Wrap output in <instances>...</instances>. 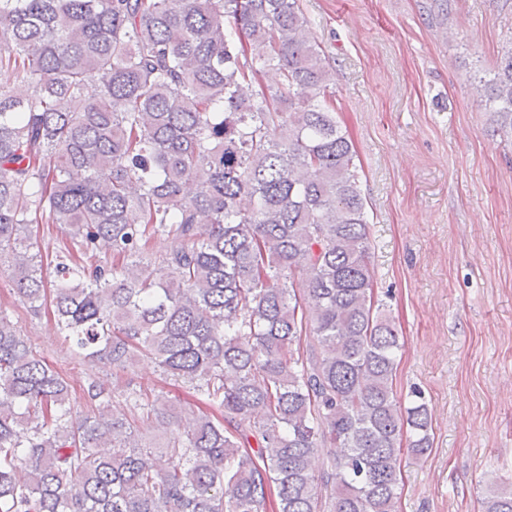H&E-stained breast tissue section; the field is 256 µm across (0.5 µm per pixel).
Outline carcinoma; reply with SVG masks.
<instances>
[{"instance_id":"1","label":"carcinoma","mask_w":512,"mask_h":512,"mask_svg":"<svg viewBox=\"0 0 512 512\" xmlns=\"http://www.w3.org/2000/svg\"><path fill=\"white\" fill-rule=\"evenodd\" d=\"M0 69V257L113 367L76 424L67 378L0 311V512H396L430 417L394 393L403 343L300 0H0ZM485 106L512 137V41ZM33 224L66 227L55 262ZM164 237L180 247L151 253ZM141 357L194 402L131 388Z\"/></svg>"}]
</instances>
